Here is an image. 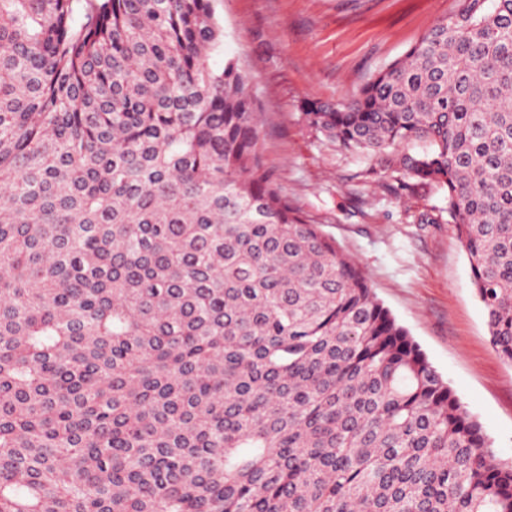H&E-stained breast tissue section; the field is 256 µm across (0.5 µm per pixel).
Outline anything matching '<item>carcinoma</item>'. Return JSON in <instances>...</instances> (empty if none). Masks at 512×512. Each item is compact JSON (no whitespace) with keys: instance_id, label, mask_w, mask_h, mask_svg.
Here are the masks:
<instances>
[{"instance_id":"cac0c4a2","label":"carcinoma","mask_w":512,"mask_h":512,"mask_svg":"<svg viewBox=\"0 0 512 512\" xmlns=\"http://www.w3.org/2000/svg\"><path fill=\"white\" fill-rule=\"evenodd\" d=\"M212 2L0 0V512H512V460L280 192ZM304 114L446 191L512 363V0Z\"/></svg>"}]
</instances>
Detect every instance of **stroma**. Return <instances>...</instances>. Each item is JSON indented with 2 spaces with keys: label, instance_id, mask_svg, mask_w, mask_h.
<instances>
[{
  "label": "stroma",
  "instance_id": "stroma-1",
  "mask_svg": "<svg viewBox=\"0 0 512 512\" xmlns=\"http://www.w3.org/2000/svg\"><path fill=\"white\" fill-rule=\"evenodd\" d=\"M224 28L208 64L239 59L261 113L260 146L281 192L366 273L393 313L512 460V364L490 342L445 194L395 197L359 179L366 160L310 128L307 101L353 97L460 0H213Z\"/></svg>",
  "mask_w": 512,
  "mask_h": 512
}]
</instances>
